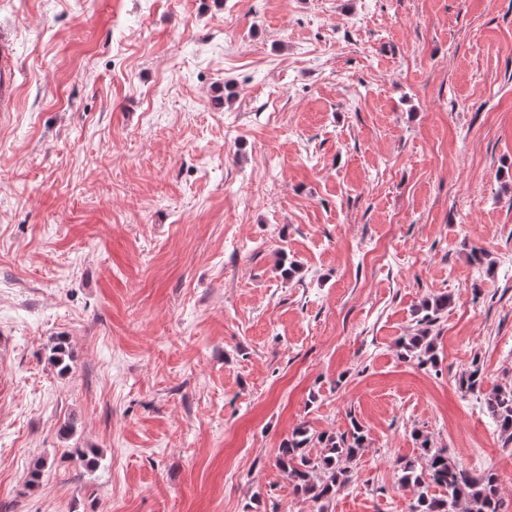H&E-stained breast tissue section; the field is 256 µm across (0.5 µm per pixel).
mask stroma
<instances>
[{
	"label": "stroma",
	"instance_id": "obj_1",
	"mask_svg": "<svg viewBox=\"0 0 512 512\" xmlns=\"http://www.w3.org/2000/svg\"><path fill=\"white\" fill-rule=\"evenodd\" d=\"M1 29L0 512H408L416 431L512 512V0H0ZM423 330L437 366L400 355ZM355 422L347 482L297 494L294 428ZM18 58L11 35L0 31V112L16 110L19 97ZM486 408L495 419L500 433L512 441V388L495 392L486 401Z\"/></svg>",
	"mask_w": 512,
	"mask_h": 512
}]
</instances>
